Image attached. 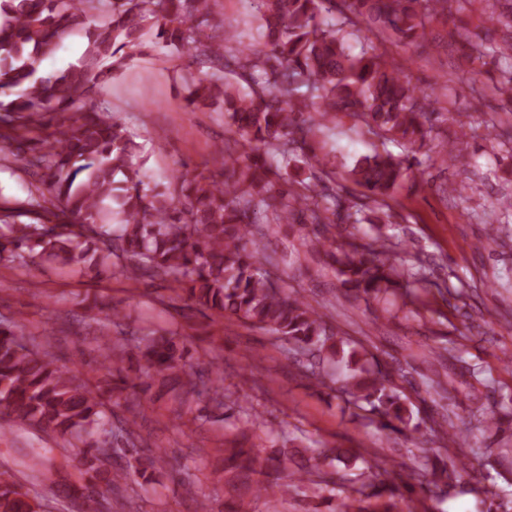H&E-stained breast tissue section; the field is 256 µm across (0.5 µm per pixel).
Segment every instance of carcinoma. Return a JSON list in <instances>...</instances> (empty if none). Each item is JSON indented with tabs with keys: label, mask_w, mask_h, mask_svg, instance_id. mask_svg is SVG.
<instances>
[{
	"label": "carcinoma",
	"mask_w": 512,
	"mask_h": 512,
	"mask_svg": "<svg viewBox=\"0 0 512 512\" xmlns=\"http://www.w3.org/2000/svg\"><path fill=\"white\" fill-rule=\"evenodd\" d=\"M218 0H0V142L22 150L36 129L40 146L21 156L27 169L42 174L40 185L23 203L0 201V261L29 264L37 255L57 258L74 267L113 266L129 281L170 276L189 301L190 310L210 311L277 336L288 344L289 358L303 375L326 386L345 401L362 425L389 431L418 443V482L424 492L458 483L476 485L488 476L461 464L473 449L465 446L456 416L437 400L453 401L460 389L488 386L485 371L472 368L460 380L417 372L425 354L456 360V346L411 352L394 364L381 363L364 347L350 345L334 325L326 305L311 302L288 287L271 269L262 240L282 224L297 227L304 252L321 253L343 293L355 300H379L400 290L406 301L426 307L410 291L433 286L425 260L415 255L397 265L389 254L398 247L378 231L360 240L344 238L340 224L381 222L357 215L370 210L390 217L389 200L409 177L416 157L428 146L432 117L439 100L421 92L403 68L382 49L395 37L414 44L432 36L430 22L461 14L476 0H254L258 44L227 48L232 26L212 24ZM362 34L352 52L344 28ZM155 32L158 46L173 58L184 56L211 70L205 81L188 86L187 106L217 103L224 110V141L217 151L224 183L202 171L184 167L165 184L152 181L147 158L136 149L123 122L103 112L91 98L107 79L101 64L125 68L144 36ZM86 38L76 65L54 75L43 63L72 34ZM478 46L491 55L512 53V35L496 38V28L480 26ZM346 116L381 145L398 144L408 155L384 149L357 160L345 170V181L359 189V201L344 206L329 186L335 161L315 152L318 132ZM28 224L8 221L14 216ZM108 356L123 358L127 344L110 337L120 313L97 308ZM133 348L146 358L159 379L174 380L186 402L224 381L214 362L208 370H184L191 357L187 344L169 337H133ZM145 388L119 378L109 392L127 409L143 410ZM0 413L12 415L46 433L80 438L96 429L97 439L81 462L82 480L106 481L113 492L137 477H146L160 456L148 454L107 469L112 456L126 455L118 436L129 441L128 425L112 430L107 398L47 351L31 347L19 324L0 326ZM487 434L491 449L512 443V429L502 428L496 412L481 407L472 414ZM259 416L240 429L241 440L224 439L216 449L224 471L255 500L270 505L288 498L294 488L315 494L334 478L315 465L291 468L293 455L261 459L275 447L269 435L256 433ZM328 457L348 464L362 459L358 486L338 512H418L423 500L414 489L404 495L383 479L386 458L367 460L349 449L331 448ZM291 469V479L252 480L257 468ZM20 479L12 467L0 465V512H43L38 488L57 484L50 470L31 459ZM490 495L488 512H512V498Z\"/></svg>",
	"instance_id": "1"
}]
</instances>
